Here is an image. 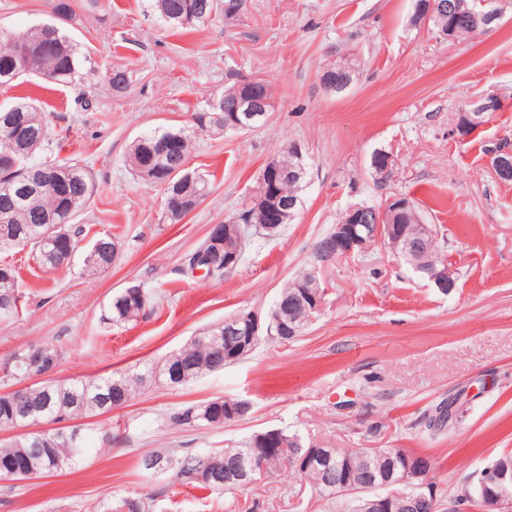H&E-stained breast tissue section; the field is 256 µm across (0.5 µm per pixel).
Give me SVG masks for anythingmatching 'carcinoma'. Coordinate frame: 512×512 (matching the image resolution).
Masks as SVG:
<instances>
[{"label":"carcinoma","instance_id":"cac0c4a2","mask_svg":"<svg viewBox=\"0 0 512 512\" xmlns=\"http://www.w3.org/2000/svg\"><path fill=\"white\" fill-rule=\"evenodd\" d=\"M225 0H154L153 7L160 17L174 29L194 30L205 24L211 16L224 13ZM461 12L428 11L429 0H415L412 24L418 25L420 15L430 13L428 24L438 34L459 38L476 34V20L501 9L498 0H460ZM27 57L30 65L23 69L20 59ZM83 55L79 44L69 38L55 25H42L22 34H14L0 29V84L9 85L27 75L49 77L54 83L72 82L82 64ZM323 71L340 74L351 85L357 74V64L353 59L338 57L325 64ZM106 79L112 95L120 97L126 93L130 75L121 68L107 73ZM265 93L273 97L270 85L260 80L259 86L241 84L237 81L224 89L225 105L234 106L243 95ZM170 139L181 142V152L172 153L163 144ZM51 133L43 108L32 100H20L7 108L0 109V211H12L8 224L0 223V249L28 248L34 259L46 269L59 268L56 253L59 249L77 246L83 233V226L74 223L84 211L96 192V184L87 166L81 160L72 159L58 162L50 158H40L48 149ZM193 149V136L185 128H163L140 135L130 146L126 165L141 180L165 187L168 192H181L188 197H203L209 192L208 181L200 176L190 181L182 179L178 171L182 162L188 160ZM283 170L282 177L275 183L260 182L256 196L273 193L283 201L300 202L299 191L306 177L301 170L305 161L299 153L287 146L275 157ZM61 181L69 189V195L59 199L50 190L48 182ZM410 208L399 218L407 235L418 233L422 223L420 207L409 200ZM244 223L253 227L263 225L261 209L247 201L240 212ZM61 225L64 233L54 245L45 242L49 226ZM106 248L102 251H89L83 259V274L95 278L108 271L117 259L112 246L118 241L110 235L99 237ZM312 281L311 272L305 270L282 289L277 304L286 311L303 315L293 299L300 287ZM18 283L14 270L4 264L0 266V319L18 313ZM153 294L139 286L132 293L122 291L112 297L108 307L107 320L113 325L137 321L152 308ZM224 324H215L177 352L168 355L160 363L145 367L142 372H114L107 377L91 378L70 383L40 382L16 391L0 394V421L10 418L14 405L12 398L18 396L28 411L33 413L31 422H47L53 418L72 420L89 414L101 413V398L119 400L126 404L142 388L153 383L170 387L193 383L207 373L224 369ZM226 399L219 397L184 406L170 417L171 423L179 427L218 426L224 421ZM284 440L294 444L292 448H273L274 456L269 460L272 473L287 468L302 479L309 480L323 496L336 499L341 512H362L361 501L353 493L351 485L364 480L381 485L392 475H400L406 463L416 460V456L402 448H334L330 456V467L342 471L339 481L347 484L343 488L327 482L323 468L304 467L297 464L296 452L304 449L301 438L286 430L281 431ZM90 448L86 437L73 436L68 427H56L43 432L41 440L28 442L19 435L12 440L0 443V470L24 458L27 464L54 473L70 468L81 460ZM233 454L228 449L201 452H186L175 455L170 452H150L140 461L143 472H149L147 463L161 462V472H171L183 484H191L211 491L233 493L244 489L237 482L221 485L224 472ZM489 493L480 483L475 482L465 488L455 498L461 506L480 501ZM148 512V505L142 498L122 500L108 505L105 512Z\"/></svg>","mask_w":512,"mask_h":512}]
</instances>
